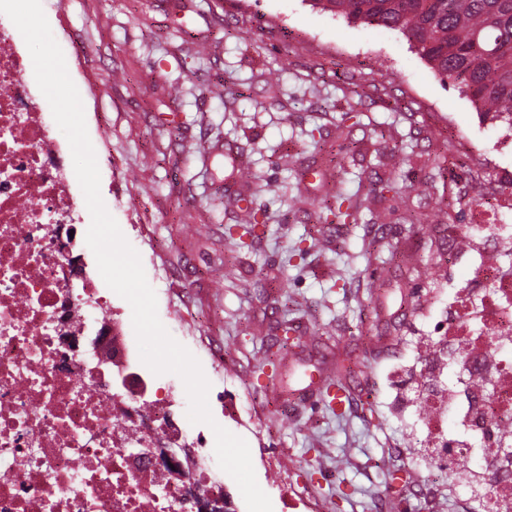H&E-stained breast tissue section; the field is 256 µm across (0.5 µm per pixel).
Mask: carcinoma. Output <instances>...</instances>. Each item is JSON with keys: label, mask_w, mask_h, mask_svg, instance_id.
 I'll return each mask as SVG.
<instances>
[{"label": "carcinoma", "mask_w": 512, "mask_h": 512, "mask_svg": "<svg viewBox=\"0 0 512 512\" xmlns=\"http://www.w3.org/2000/svg\"><path fill=\"white\" fill-rule=\"evenodd\" d=\"M351 24L401 33L477 111L512 116V0H310Z\"/></svg>", "instance_id": "1"}]
</instances>
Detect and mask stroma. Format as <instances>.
Returning <instances> with one entry per match:
<instances>
[{"instance_id": "1", "label": "stroma", "mask_w": 512, "mask_h": 512, "mask_svg": "<svg viewBox=\"0 0 512 512\" xmlns=\"http://www.w3.org/2000/svg\"><path fill=\"white\" fill-rule=\"evenodd\" d=\"M81 96L101 196L214 420L273 512H471L396 396L448 295L449 226L498 196L512 144L397 31L309 0H42ZM206 55H198L199 44ZM180 86L171 95L170 86ZM353 217L325 220L336 193ZM266 221L247 247L224 229ZM295 343L273 345L277 323ZM223 350V360L209 347ZM341 380L328 405L317 381ZM276 455L288 477L264 474Z\"/></svg>"}]
</instances>
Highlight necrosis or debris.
Instances as JSON below:
<instances>
[{"mask_svg":"<svg viewBox=\"0 0 512 512\" xmlns=\"http://www.w3.org/2000/svg\"><path fill=\"white\" fill-rule=\"evenodd\" d=\"M25 53L11 20L0 14V512H188L196 495L223 485L195 472L173 478L166 462L134 458L131 448L188 444L185 418L168 421V403L112 387L54 327L75 306L106 308L95 283L70 288V259L54 242L52 219L75 223L79 206L61 146L26 77ZM500 210L476 207L466 231L448 237L449 253L468 243L478 260L471 290L488 289L495 313L468 345L438 356L429 377L438 405L466 403L450 456L478 461L492 485H512V465H493L503 424L512 425V266L497 253L512 241ZM464 368L467 377L451 382Z\"/></svg>","mask_w":512,"mask_h":512,"instance_id":"4bbe7bcc","label":"necrosis or debris"}]
</instances>
